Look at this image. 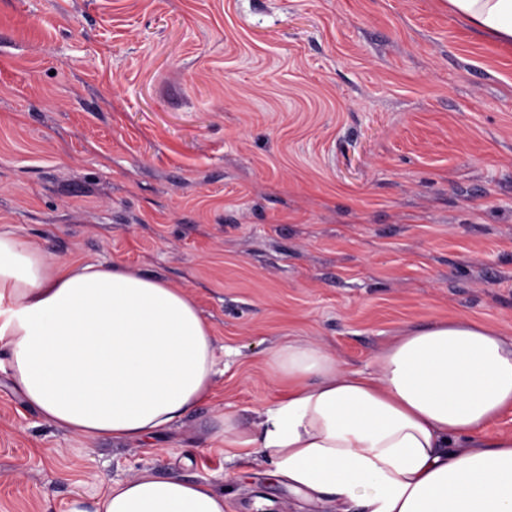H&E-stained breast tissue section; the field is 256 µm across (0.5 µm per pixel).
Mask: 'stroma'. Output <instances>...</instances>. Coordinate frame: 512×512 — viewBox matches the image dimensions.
<instances>
[{
	"label": "stroma",
	"instance_id": "1",
	"mask_svg": "<svg viewBox=\"0 0 512 512\" xmlns=\"http://www.w3.org/2000/svg\"><path fill=\"white\" fill-rule=\"evenodd\" d=\"M187 288L212 397L153 446L49 424L0 372V512L93 508L148 472L230 512H332L226 460L266 353L370 370L452 318L512 337V50L444 0H0V225Z\"/></svg>",
	"mask_w": 512,
	"mask_h": 512
}]
</instances>
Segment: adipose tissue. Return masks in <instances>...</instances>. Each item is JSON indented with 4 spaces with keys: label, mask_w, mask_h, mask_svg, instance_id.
Segmentation results:
<instances>
[{
    "label": "adipose tissue",
    "mask_w": 512,
    "mask_h": 512,
    "mask_svg": "<svg viewBox=\"0 0 512 512\" xmlns=\"http://www.w3.org/2000/svg\"><path fill=\"white\" fill-rule=\"evenodd\" d=\"M476 31L512 47V0H448ZM44 421L87 440L142 441L207 401L215 338L193 297L120 263L63 260L0 225V347ZM265 366L279 396L217 440L271 459L277 476L336 512H512V338L455 319L404 332L371 372L289 338ZM94 512H227L206 482L144 473Z\"/></svg>",
    "instance_id": "adipose-tissue-1"
}]
</instances>
